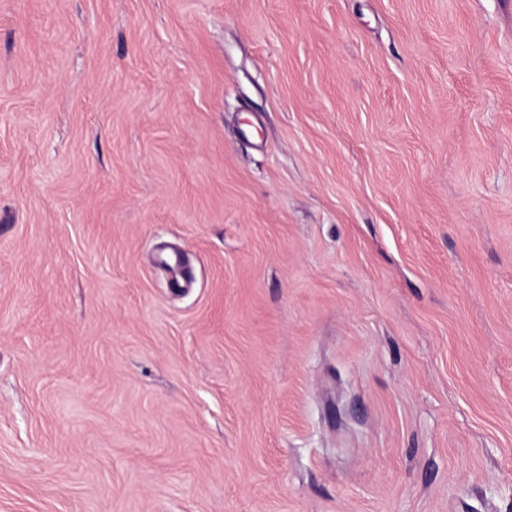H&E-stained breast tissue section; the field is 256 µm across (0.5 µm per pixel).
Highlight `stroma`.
<instances>
[{
  "mask_svg": "<svg viewBox=\"0 0 512 512\" xmlns=\"http://www.w3.org/2000/svg\"><path fill=\"white\" fill-rule=\"evenodd\" d=\"M0 512H512V0H0Z\"/></svg>",
  "mask_w": 512,
  "mask_h": 512,
  "instance_id": "1",
  "label": "stroma"
}]
</instances>
